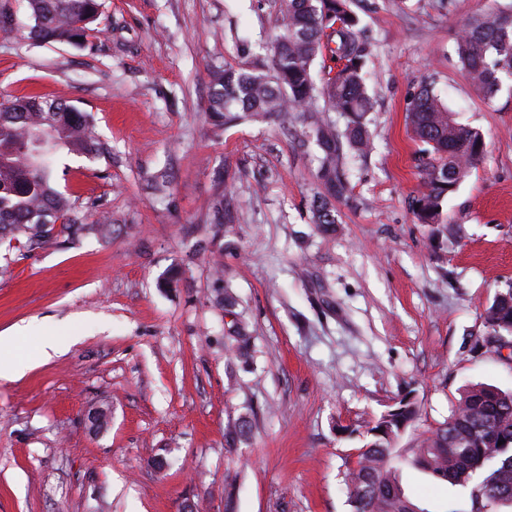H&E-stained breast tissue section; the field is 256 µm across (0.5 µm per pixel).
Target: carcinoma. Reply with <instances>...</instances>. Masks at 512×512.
I'll return each instance as SVG.
<instances>
[{"instance_id":"cac0c4a2","label":"carcinoma","mask_w":512,"mask_h":512,"mask_svg":"<svg viewBox=\"0 0 512 512\" xmlns=\"http://www.w3.org/2000/svg\"><path fill=\"white\" fill-rule=\"evenodd\" d=\"M31 37L79 46L98 31L101 0H25ZM271 59L256 58L250 69L226 66L211 74L207 111L230 124L242 118L288 124L297 112L312 113L307 141L320 150L316 180L323 193L313 199L318 230L336 224L331 200L349 193L340 153L345 143L356 154L373 150L367 115L373 111L364 72L366 46L350 0H279ZM457 56L484 96L491 99L512 80V11H492L463 25ZM329 59L338 70L316 81L313 65ZM336 112L340 130L316 111ZM407 127L424 145L418 156L420 190L410 206L423 224L442 223L441 208L486 154L482 133L456 121L424 83L411 99ZM60 150L95 157L103 148L86 112L37 96L0 101V241L23 238L33 249L57 234L110 233V224H85L68 194L55 185L52 159ZM59 233H54V230ZM489 338L512 335V287L496 293L485 309ZM408 397L381 414L367 431L347 475L352 512H413L394 475V440L418 420ZM412 462L451 486L470 488L469 512H500L512 506V391L474 384L451 415L430 431Z\"/></svg>"}]
</instances>
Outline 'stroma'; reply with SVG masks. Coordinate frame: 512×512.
<instances>
[{
	"instance_id": "1",
	"label": "stroma",
	"mask_w": 512,
	"mask_h": 512,
	"mask_svg": "<svg viewBox=\"0 0 512 512\" xmlns=\"http://www.w3.org/2000/svg\"><path fill=\"white\" fill-rule=\"evenodd\" d=\"M510 8L354 0L375 149L348 158L351 191L323 234L304 119L219 128L206 112L212 69L249 65L241 43L270 42L278 0H103L80 46L31 39L23 0H0L16 19L0 32V96L91 114L104 152L57 154L58 187L87 223L112 216L108 239L0 246V334L29 327L0 359L35 360L48 332L74 339L0 381V512H351L362 438L405 396L420 417L397 442L402 492L421 512H468V489L407 450L466 385L512 390V346L484 344L482 319L512 287V93L486 98L456 53L470 18ZM425 80L487 143L439 225L410 207L421 145L406 113ZM218 221L233 226L224 251ZM243 419L248 435L229 439Z\"/></svg>"
}]
</instances>
